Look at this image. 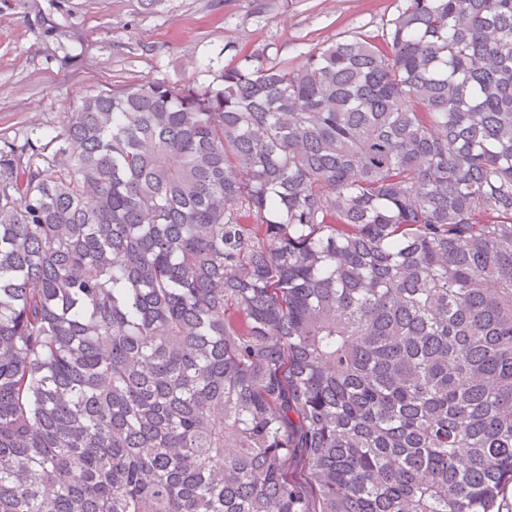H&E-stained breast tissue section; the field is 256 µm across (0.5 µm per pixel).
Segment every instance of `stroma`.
<instances>
[{
  "label": "stroma",
  "instance_id": "1",
  "mask_svg": "<svg viewBox=\"0 0 512 512\" xmlns=\"http://www.w3.org/2000/svg\"><path fill=\"white\" fill-rule=\"evenodd\" d=\"M398 0H0V135L59 123L82 92L207 83L237 53L297 63L379 34Z\"/></svg>",
  "mask_w": 512,
  "mask_h": 512
}]
</instances>
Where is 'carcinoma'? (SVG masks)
Returning a JSON list of instances; mask_svg holds the SVG:
<instances>
[{"instance_id":"obj_1","label":"carcinoma","mask_w":512,"mask_h":512,"mask_svg":"<svg viewBox=\"0 0 512 512\" xmlns=\"http://www.w3.org/2000/svg\"><path fill=\"white\" fill-rule=\"evenodd\" d=\"M512 0L0 139V512H512Z\"/></svg>"}]
</instances>
